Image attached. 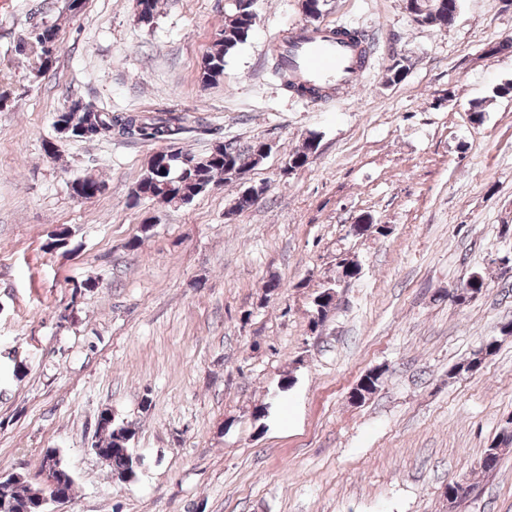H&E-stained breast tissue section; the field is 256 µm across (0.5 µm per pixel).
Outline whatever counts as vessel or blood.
<instances>
[{
  "label": "vessel or blood",
  "mask_w": 512,
  "mask_h": 512,
  "mask_svg": "<svg viewBox=\"0 0 512 512\" xmlns=\"http://www.w3.org/2000/svg\"><path fill=\"white\" fill-rule=\"evenodd\" d=\"M278 48L294 81L324 97L335 95L361 76V56L367 45L330 30L304 28Z\"/></svg>",
  "instance_id": "vessel-or-blood-1"
}]
</instances>
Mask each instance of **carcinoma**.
<instances>
[{
	"label": "carcinoma",
	"mask_w": 512,
	"mask_h": 512,
	"mask_svg": "<svg viewBox=\"0 0 512 512\" xmlns=\"http://www.w3.org/2000/svg\"><path fill=\"white\" fill-rule=\"evenodd\" d=\"M459 0H422L424 10L420 24L427 27L448 25V14L457 11ZM255 7L253 0H238L224 15L222 31L224 39L213 42L203 57L198 79L204 86L217 85L224 78L225 58L232 54L249 37L247 18ZM58 36L57 27L47 24L32 33L29 40L22 42V51L30 52L39 61L36 75L45 73L51 66ZM271 74L280 81L284 89L300 96L316 98V94L288 78L277 55H272ZM64 122L70 130L67 137L74 140H92L110 137L125 142L158 143L167 142L170 146L186 133L184 117L174 109L163 108L155 115L142 112H115L104 107H92L79 100H71L55 113L54 123ZM317 138L307 140L305 146L289 155L293 168L305 166L311 154L317 149ZM264 146L263 142H254L247 148L234 147L226 153L224 146L218 145L208 154L197 156L191 152L176 150V155H186L193 165L185 168L179 164L175 155L169 156V167L148 160L147 166L131 192V199L137 203L142 199L158 200L169 206L181 207L190 203L196 196L204 193L220 176L226 183L242 179L248 169L256 165L254 157ZM71 195L81 199L97 197L104 184L92 177H78L69 182ZM487 287L483 273L475 271L455 288L448 292L452 301L463 305L482 294ZM331 288L321 291L313 300L314 312L310 320L312 329H317L326 319L332 308ZM499 345V339H487L473 355L456 364L449 372L450 377L479 370L483 360L491 355ZM101 415L108 418L109 424L98 427L91 447L103 449L102 460L107 463L112 475L132 480L137 476L140 462L133 456L129 442L132 430L124 423L115 420L112 411L104 410ZM512 450V431L501 430L492 444L485 450L481 468L485 472L497 469L504 453ZM45 493L42 483H33L22 474H16L13 480L0 488V500L10 504L6 512H29L31 505Z\"/></svg>",
	"instance_id": "1"
}]
</instances>
